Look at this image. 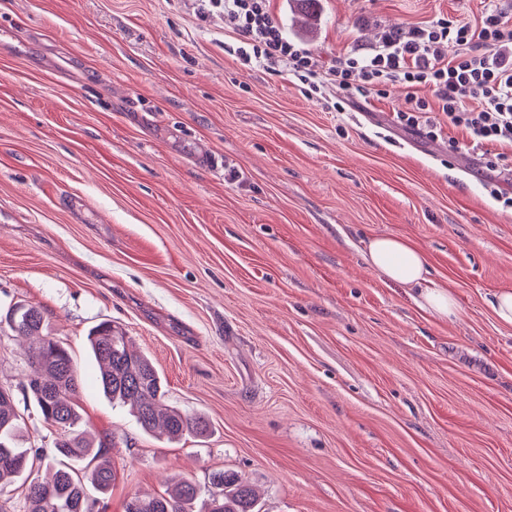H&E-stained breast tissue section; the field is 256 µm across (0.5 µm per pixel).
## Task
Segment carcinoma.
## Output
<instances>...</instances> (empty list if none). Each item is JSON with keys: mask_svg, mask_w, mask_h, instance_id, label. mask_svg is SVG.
Masks as SVG:
<instances>
[{"mask_svg": "<svg viewBox=\"0 0 512 512\" xmlns=\"http://www.w3.org/2000/svg\"><path fill=\"white\" fill-rule=\"evenodd\" d=\"M12 328L19 336L38 337L29 351L33 370L26 375L24 387L41 420L60 431L62 438L54 443L50 457L37 448L22 447L25 421L11 392L1 388L0 491L24 472H33L35 463L45 462L51 477L32 478L21 485L20 512H94L90 491L106 494L114 471L102 444L81 429V415L74 403L80 383L72 355L63 343L43 333L44 317L35 306L17 307ZM88 341L104 394L130 406L144 432H157L169 439L209 432L210 423L202 415L160 408L165 391L158 370L148 356L129 349L120 328L103 322L89 333ZM210 484L205 512H260L252 486L238 473L214 472ZM199 496L200 488L181 478L163 495L132 497L125 512H192Z\"/></svg>", "mask_w": 512, "mask_h": 512, "instance_id": "1", "label": "carcinoma"}]
</instances>
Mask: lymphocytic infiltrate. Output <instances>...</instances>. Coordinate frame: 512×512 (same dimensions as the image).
Here are the masks:
<instances>
[{
    "instance_id": "f902f5d3",
    "label": "lymphocytic infiltrate",
    "mask_w": 512,
    "mask_h": 512,
    "mask_svg": "<svg viewBox=\"0 0 512 512\" xmlns=\"http://www.w3.org/2000/svg\"><path fill=\"white\" fill-rule=\"evenodd\" d=\"M222 8L239 37L245 62L283 68L315 93L328 82L349 97L405 94L397 123L447 138L450 153L482 152L485 166L512 165V16L488 5L473 24L438 18L422 26L393 29L366 51L350 50L332 65L286 37L270 0H207ZM431 112L447 127L425 122ZM460 130L449 138L446 128Z\"/></svg>"
}]
</instances>
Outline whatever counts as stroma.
Listing matches in <instances>:
<instances>
[{"instance_id": "35a3bbf8", "label": "stroma", "mask_w": 512, "mask_h": 512, "mask_svg": "<svg viewBox=\"0 0 512 512\" xmlns=\"http://www.w3.org/2000/svg\"><path fill=\"white\" fill-rule=\"evenodd\" d=\"M487 0H272L324 63L387 28L474 22ZM199 0H0V386L51 451L21 383L12 307L37 306L81 379L116 479L106 512L237 472L261 512H512V170L402 129L403 93L306 96L245 65ZM239 175L228 183L226 171ZM421 249L443 319L369 268ZM125 329L164 402L211 431L143 432L98 384L86 337Z\"/></svg>"}]
</instances>
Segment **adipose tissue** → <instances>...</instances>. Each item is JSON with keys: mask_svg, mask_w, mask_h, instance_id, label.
I'll return each instance as SVG.
<instances>
[{"mask_svg": "<svg viewBox=\"0 0 512 512\" xmlns=\"http://www.w3.org/2000/svg\"><path fill=\"white\" fill-rule=\"evenodd\" d=\"M365 260L385 279L407 288L420 308L444 318L454 315V297L433 283L426 255L407 240L392 235L371 239Z\"/></svg>", "mask_w": 512, "mask_h": 512, "instance_id": "obj_1", "label": "adipose tissue"}]
</instances>
